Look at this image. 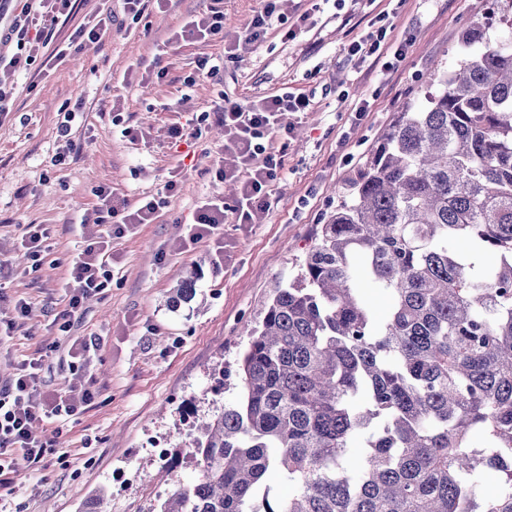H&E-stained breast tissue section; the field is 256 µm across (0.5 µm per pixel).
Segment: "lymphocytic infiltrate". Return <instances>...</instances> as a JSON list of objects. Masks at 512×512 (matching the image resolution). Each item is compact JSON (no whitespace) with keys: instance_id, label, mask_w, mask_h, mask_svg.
Instances as JSON below:
<instances>
[{"instance_id":"1","label":"lymphocytic infiltrate","mask_w":512,"mask_h":512,"mask_svg":"<svg viewBox=\"0 0 512 512\" xmlns=\"http://www.w3.org/2000/svg\"><path fill=\"white\" fill-rule=\"evenodd\" d=\"M13 2L0 0L1 71H22L37 61L46 67L62 64L83 44L100 41L112 28L121 29L127 22H138L148 6L161 8L167 0H119L120 10L109 7L99 10L59 41L54 38L55 30L61 20L73 15L76 0H25L19 9ZM222 2L212 0L207 12L188 17L173 33L172 42L223 41ZM282 19L278 0H263L248 24L246 38L226 43L223 55L198 56L184 79L185 85L223 75L227 61L237 58L239 51L258 48L273 24ZM385 40L386 30L380 27L366 38L352 41L347 52L373 58L381 74L386 75L404 60L405 49L400 45H386ZM309 107V96L287 90L248 100L223 97L215 113L216 121L224 126L223 158L213 172L218 180L239 183V193L235 206L230 208L222 198H201L193 209L187 234L189 243L210 236L229 216L238 224L264 223L271 208L269 189L283 168L274 142L289 134L280 117L286 112L307 111ZM92 193L98 201L97 230L87 236L81 255L71 262L62 282L66 306L58 318L65 332L70 329V318L84 301L106 288L113 240L123 238L131 226L156 223L162 207L161 201L150 197L129 204L104 185L94 187ZM40 366L39 359L23 360L15 378L0 388V492L8 495L13 492L11 475L19 464L37 472L45 468L51 443L34 430V423L45 418L79 415L92 405L97 395L89 380L68 386L62 392L41 390Z\"/></svg>"}]
</instances>
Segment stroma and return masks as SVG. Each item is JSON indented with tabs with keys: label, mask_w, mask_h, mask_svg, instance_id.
I'll list each match as a JSON object with an SVG mask.
<instances>
[{
	"label": "stroma",
	"mask_w": 512,
	"mask_h": 512,
	"mask_svg": "<svg viewBox=\"0 0 512 512\" xmlns=\"http://www.w3.org/2000/svg\"><path fill=\"white\" fill-rule=\"evenodd\" d=\"M210 0H169L144 13L128 32L89 43L35 86L23 75L9 78L17 111L0 117V319L15 316L18 300L32 313L12 336L0 338V385L19 363L41 358L39 386L60 390L73 379H90L98 391L93 407L69 420L38 423L60 450L41 478H16L0 512H80L101 493L104 512H148L173 488L163 451L189 448L185 404L208 417L237 393V361L259 326L276 288L296 275L317 230L343 199L381 136L411 103L420 102L436 67L453 68L462 36L474 24L488 35L504 32L512 0H284L288 18L310 12L311 24L286 39L269 30L262 46L230 65L223 82L188 87L183 77L195 57L220 55L225 42L171 45L184 19L207 10ZM385 14L387 39L404 44L397 71L378 79L373 59L349 56L347 45L373 29ZM167 68L164 82L148 77ZM304 93L309 112L288 114L293 131L284 169L271 191L262 224L226 221L212 238L191 245L186 218L203 196L234 204L237 188L211 172L224 129L207 121L195 147L175 144L172 127L212 112L222 94L239 99L273 95L280 88ZM373 103L363 120L352 109ZM84 101L72 128L77 150L67 168L50 164L57 152L56 127L65 104ZM178 179L180 190L164 186ZM109 185L129 202L166 197L158 223L141 224L112 243V279L72 317L69 333L53 319L65 308L60 286L84 246V218L92 216V189ZM43 224L49 248L38 272L19 244L20 227ZM194 277L196 295L168 305L172 289ZM94 336L97 348L82 365L72 343Z\"/></svg>",
	"instance_id": "1"
}]
</instances>
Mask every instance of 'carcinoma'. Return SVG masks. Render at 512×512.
I'll list each match as a JSON object with an SVG mask.
<instances>
[{
    "instance_id": "cac0c4a2",
    "label": "carcinoma",
    "mask_w": 512,
    "mask_h": 512,
    "mask_svg": "<svg viewBox=\"0 0 512 512\" xmlns=\"http://www.w3.org/2000/svg\"><path fill=\"white\" fill-rule=\"evenodd\" d=\"M507 29L393 121L197 426L202 476L149 512H512Z\"/></svg>"
}]
</instances>
